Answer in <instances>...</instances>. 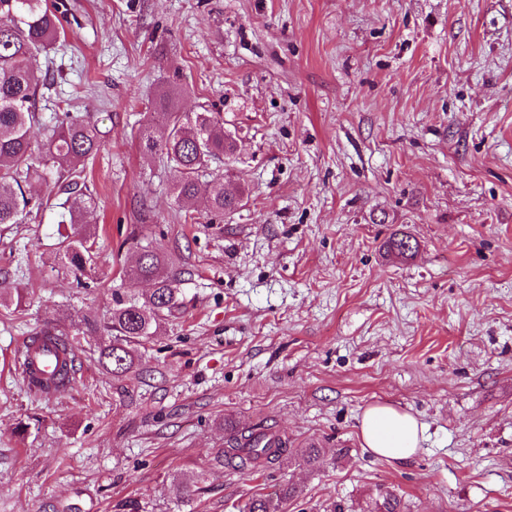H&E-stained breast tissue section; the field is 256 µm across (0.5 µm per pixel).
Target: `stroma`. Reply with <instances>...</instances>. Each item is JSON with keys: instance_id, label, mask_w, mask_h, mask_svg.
<instances>
[{"instance_id": "obj_1", "label": "stroma", "mask_w": 512, "mask_h": 512, "mask_svg": "<svg viewBox=\"0 0 512 512\" xmlns=\"http://www.w3.org/2000/svg\"><path fill=\"white\" fill-rule=\"evenodd\" d=\"M55 100L90 119L86 214L100 257L61 261L49 206L0 226V512H512V0H63ZM222 113L250 193L176 202L139 130L154 90ZM136 233L171 253L183 304L135 373L98 364ZM395 233L417 252L384 247ZM74 336V384L24 383L16 344ZM425 427L405 461L363 448L364 410ZM287 437L256 475L215 464L233 432ZM325 456L306 467L296 448ZM189 477L184 498L170 486ZM289 488L282 489L274 494L254 498L245 505V512H285L283 503L290 495Z\"/></svg>"}]
</instances>
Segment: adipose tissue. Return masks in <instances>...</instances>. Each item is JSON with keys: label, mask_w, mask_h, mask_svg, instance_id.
I'll return each mask as SVG.
<instances>
[{"label": "adipose tissue", "mask_w": 512, "mask_h": 512, "mask_svg": "<svg viewBox=\"0 0 512 512\" xmlns=\"http://www.w3.org/2000/svg\"><path fill=\"white\" fill-rule=\"evenodd\" d=\"M423 435L424 427L414 416L388 405L369 406L361 418L364 447L390 460H405L415 455Z\"/></svg>", "instance_id": "obj_1"}]
</instances>
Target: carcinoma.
Segmentation results:
<instances>
[{
    "mask_svg": "<svg viewBox=\"0 0 512 512\" xmlns=\"http://www.w3.org/2000/svg\"><path fill=\"white\" fill-rule=\"evenodd\" d=\"M65 37L58 7L49 0H0V225L21 224L42 203L26 194L25 186L35 177L55 173L53 187L65 199L59 223L68 224L71 233L62 237L60 258L74 274L82 275L95 262L91 238L95 231L83 224L89 196L81 181L87 161L97 154L99 138L95 125L85 116L64 108L43 123L37 98L50 80L39 56ZM185 88L174 81L162 84L155 94L153 109L140 130L149 152L159 154L174 172L172 193L177 201L201 198L206 209L222 215L238 209L247 195L244 187L224 188V172L212 164L236 150L233 136L224 132V118L206 108L182 112L179 99ZM43 124L44 138L34 140L33 127ZM161 126L166 135L158 141L152 128ZM388 251L410 259L416 252L408 236L394 237ZM169 255L159 249L142 247L137 263L125 271L130 281L154 284L151 294L140 299L115 293L112 308L102 324L86 320L84 325L103 330L107 340L99 350V364L114 376L134 372L139 361L137 348L144 346L168 318L179 310V280L169 276ZM34 341L64 349L69 337L42 329ZM78 372L75 359L62 361L52 378L55 387L71 383ZM288 454V439L277 434L249 430L232 438L226 448L215 453V460L240 473L261 472ZM289 489L254 498L245 512H284Z\"/></svg>",
    "mask_w": 512,
    "mask_h": 512,
    "instance_id": "carcinoma-1",
    "label": "carcinoma"
}]
</instances>
